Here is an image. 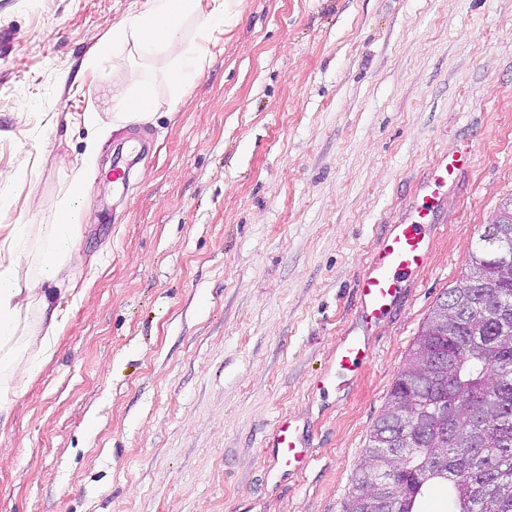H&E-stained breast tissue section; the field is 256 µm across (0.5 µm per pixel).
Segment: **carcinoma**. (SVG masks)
Segmentation results:
<instances>
[{
    "instance_id": "1",
    "label": "carcinoma",
    "mask_w": 512,
    "mask_h": 512,
    "mask_svg": "<svg viewBox=\"0 0 512 512\" xmlns=\"http://www.w3.org/2000/svg\"><path fill=\"white\" fill-rule=\"evenodd\" d=\"M469 255L461 285L436 303L398 370L343 512H420L434 480L451 512H512V197ZM411 481L375 491L366 473Z\"/></svg>"
}]
</instances>
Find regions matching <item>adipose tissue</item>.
I'll list each match as a JSON object with an SVG mask.
<instances>
[{"label":"adipose tissue","instance_id":"ef3b65f1","mask_svg":"<svg viewBox=\"0 0 512 512\" xmlns=\"http://www.w3.org/2000/svg\"><path fill=\"white\" fill-rule=\"evenodd\" d=\"M240 0H142L126 22L113 26L86 60L88 70L105 76L116 52L129 48L168 57L169 93L159 101L153 84L141 81L112 89V123L152 121L159 107L179 111L199 74L206 45L237 13ZM88 131L73 163L52 223L17 224L7 253H0V412L19 394V383L51 356L65 311L60 302L62 275L79 256V231L89 223L87 186L95 172L109 125L95 112L82 115ZM33 258L34 272L22 261Z\"/></svg>","mask_w":512,"mask_h":512}]
</instances>
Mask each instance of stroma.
I'll return each mask as SVG.
<instances>
[{
	"label": "stroma",
	"mask_w": 512,
	"mask_h": 512,
	"mask_svg": "<svg viewBox=\"0 0 512 512\" xmlns=\"http://www.w3.org/2000/svg\"><path fill=\"white\" fill-rule=\"evenodd\" d=\"M136 8L0 0L1 245L51 223L113 84L166 100L162 56L85 67ZM462 151L427 267L337 390L358 278ZM510 195L512 0H242L180 111L103 146L53 353L0 415V512H342L419 327ZM283 415L313 463L277 484ZM467 165L468 158L465 154L440 156L428 174L424 189H432L430 195L435 197L439 193L436 190L444 187L448 180L455 181Z\"/></svg>",
	"instance_id": "35a3bbf8"
}]
</instances>
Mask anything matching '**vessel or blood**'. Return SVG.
I'll use <instances>...</instances> for the list:
<instances>
[{
  "label": "vessel or blood",
  "instance_id": "vessel-or-blood-1",
  "mask_svg": "<svg viewBox=\"0 0 512 512\" xmlns=\"http://www.w3.org/2000/svg\"><path fill=\"white\" fill-rule=\"evenodd\" d=\"M465 155H443L433 164L425 183L436 190L446 181L456 180L466 168ZM440 222L437 205H422L415 210L414 219L407 224L389 225L377 249L356 284L360 318L364 326H372L386 317L405 291L406 282L424 269L431 252V229ZM368 339L342 336L336 345L338 372L355 371L370 355ZM269 472L285 479L306 470L312 455L304 428L291 417H280L267 445Z\"/></svg>",
  "mask_w": 512,
  "mask_h": 512
}]
</instances>
